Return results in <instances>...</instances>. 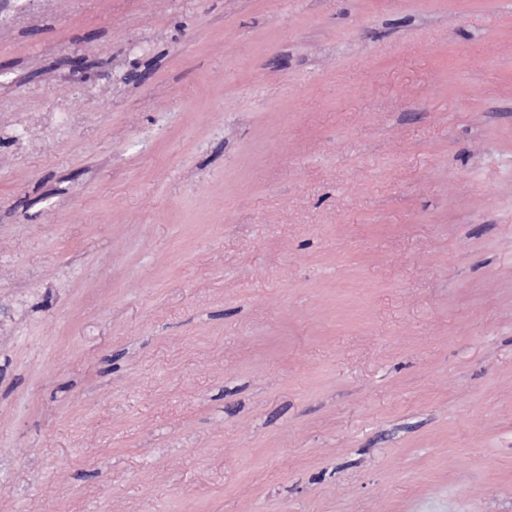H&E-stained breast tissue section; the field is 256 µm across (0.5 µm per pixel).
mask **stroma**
I'll list each match as a JSON object with an SVG mask.
<instances>
[{
	"instance_id": "obj_1",
	"label": "stroma",
	"mask_w": 512,
	"mask_h": 512,
	"mask_svg": "<svg viewBox=\"0 0 512 512\" xmlns=\"http://www.w3.org/2000/svg\"><path fill=\"white\" fill-rule=\"evenodd\" d=\"M0 512H512V0H28Z\"/></svg>"
}]
</instances>
